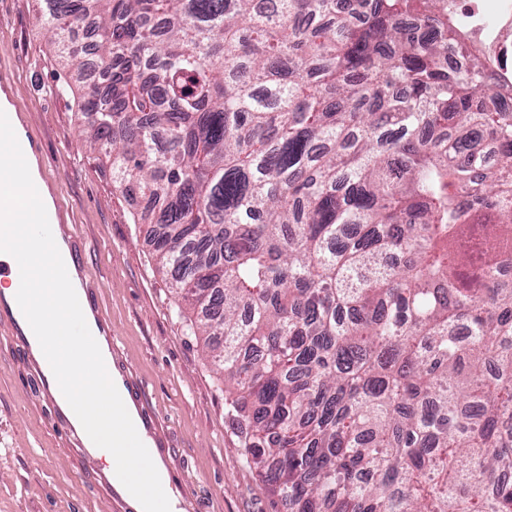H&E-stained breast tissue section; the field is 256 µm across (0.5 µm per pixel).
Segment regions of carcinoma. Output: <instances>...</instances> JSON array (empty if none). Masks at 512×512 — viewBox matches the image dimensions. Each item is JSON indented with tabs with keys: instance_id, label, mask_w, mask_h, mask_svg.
Masks as SVG:
<instances>
[{
	"instance_id": "cac0c4a2",
	"label": "carcinoma",
	"mask_w": 512,
	"mask_h": 512,
	"mask_svg": "<svg viewBox=\"0 0 512 512\" xmlns=\"http://www.w3.org/2000/svg\"><path fill=\"white\" fill-rule=\"evenodd\" d=\"M284 512H512V109L448 0H40Z\"/></svg>"
}]
</instances>
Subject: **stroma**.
<instances>
[{
  "mask_svg": "<svg viewBox=\"0 0 512 512\" xmlns=\"http://www.w3.org/2000/svg\"><path fill=\"white\" fill-rule=\"evenodd\" d=\"M0 73L7 94L56 176L64 216L90 245L94 288L112 324L119 358L141 382L164 441L175 506L196 512H282L245 460L227 417L224 377L189 329L182 301L159 272L155 218L112 184L92 131L77 112L75 86L95 71H65L37 0H0ZM50 422L20 343L0 327V512H124L95 473L104 469Z\"/></svg>",
  "mask_w": 512,
  "mask_h": 512,
  "instance_id": "stroma-1",
  "label": "stroma"
}]
</instances>
